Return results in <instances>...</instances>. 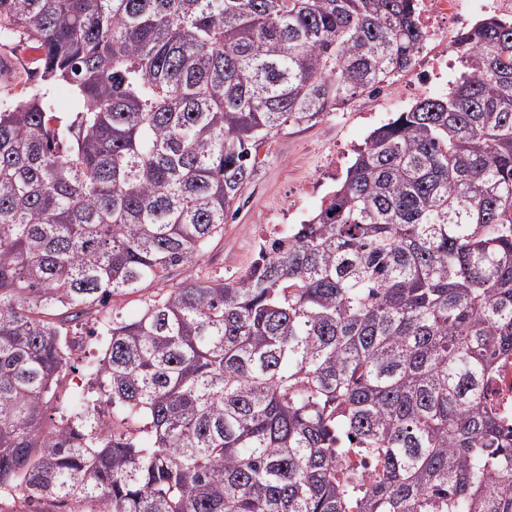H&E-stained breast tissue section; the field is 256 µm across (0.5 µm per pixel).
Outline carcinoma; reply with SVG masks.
Here are the masks:
<instances>
[{
	"instance_id": "cac0c4a2",
	"label": "carcinoma",
	"mask_w": 512,
	"mask_h": 512,
	"mask_svg": "<svg viewBox=\"0 0 512 512\" xmlns=\"http://www.w3.org/2000/svg\"><path fill=\"white\" fill-rule=\"evenodd\" d=\"M414 2L0 0V39L39 51L24 70L40 82L0 104V495L512 512L492 396L512 356V23L460 34L468 76L373 129L244 273L112 316L98 397L56 394L64 326L194 265L254 176L252 145L414 65ZM351 452L378 474H345Z\"/></svg>"
}]
</instances>
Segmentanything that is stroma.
<instances>
[{
	"label": "stroma",
	"instance_id": "1",
	"mask_svg": "<svg viewBox=\"0 0 512 512\" xmlns=\"http://www.w3.org/2000/svg\"><path fill=\"white\" fill-rule=\"evenodd\" d=\"M33 55V49L19 40L0 41V101L32 94L35 82L27 78L22 65ZM398 110L393 96L363 95L315 124L289 123L257 143L253 150L254 176L236 214L229 218L223 235L212 241L199 263L171 273L168 287L179 286L192 277L231 279L248 269L257 257L262 227L276 224L288 228L307 220L345 176L354 159V149ZM146 299L143 292L113 298L107 305L94 306L88 315L70 325V389L97 390L99 382L88 367L105 353L107 339L101 334L102 324L114 315L127 320L138 317Z\"/></svg>",
	"mask_w": 512,
	"mask_h": 512
}]
</instances>
